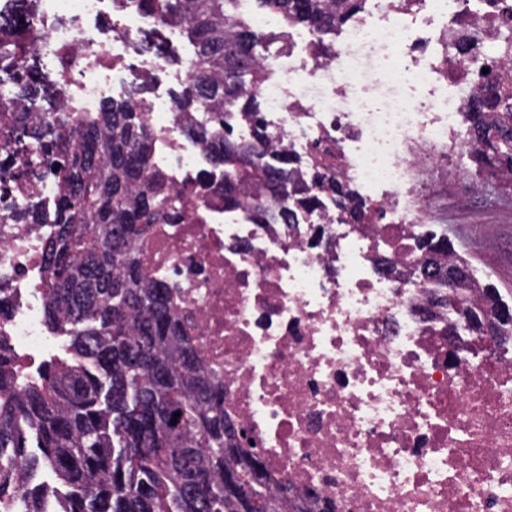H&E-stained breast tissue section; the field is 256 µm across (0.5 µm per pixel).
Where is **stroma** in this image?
I'll return each instance as SVG.
<instances>
[{"instance_id":"stroma-1","label":"stroma","mask_w":512,"mask_h":512,"mask_svg":"<svg viewBox=\"0 0 512 512\" xmlns=\"http://www.w3.org/2000/svg\"><path fill=\"white\" fill-rule=\"evenodd\" d=\"M426 181L423 236L448 235L469 270L512 305V189L485 190L483 175L465 157L428 170Z\"/></svg>"}]
</instances>
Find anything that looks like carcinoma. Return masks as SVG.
I'll return each instance as SVG.
<instances>
[{
    "label": "carcinoma",
    "instance_id": "1",
    "mask_svg": "<svg viewBox=\"0 0 512 512\" xmlns=\"http://www.w3.org/2000/svg\"><path fill=\"white\" fill-rule=\"evenodd\" d=\"M367 2L258 0L284 26L265 32L240 13V0H157L158 21L182 26L197 50L201 80L177 99L183 109L210 113L211 125L198 135L227 171L224 207L239 204L243 184L254 188L258 210L267 194L317 205L291 157L280 154L270 166L256 145L224 139V107L261 127L249 87L270 73L256 47L302 26L317 33L318 50L327 54ZM25 49L20 35L0 33L1 60ZM501 54V75L483 81L463 112L470 158L493 189L512 179L511 38ZM66 137L79 146L59 174L40 292L45 324L62 336L72 362L52 357L26 371L0 337V512H10L23 469L52 473L62 512H251L258 495L263 512H279L260 455L226 440L224 386L199 361L167 289L140 283L132 242L158 223L171 199L165 179L150 173L153 128L134 106L111 102ZM316 186L336 198L343 223H362L348 183L323 176ZM422 251L420 273L460 289L439 305L454 308L472 333L481 336L491 324L511 343L512 311L482 316L465 296L475 284L448 237L430 238Z\"/></svg>",
    "mask_w": 512,
    "mask_h": 512
}]
</instances>
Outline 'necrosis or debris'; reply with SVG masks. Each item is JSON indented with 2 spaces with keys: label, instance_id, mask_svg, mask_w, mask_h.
Segmentation results:
<instances>
[{
  "label": "necrosis or debris",
  "instance_id": "obj_1",
  "mask_svg": "<svg viewBox=\"0 0 512 512\" xmlns=\"http://www.w3.org/2000/svg\"><path fill=\"white\" fill-rule=\"evenodd\" d=\"M465 19L496 42L512 0H370L325 57L314 31L289 29L288 52L260 57L273 73L254 89L261 129L225 112L229 140L263 139L304 177L332 152L330 176L364 205V223L344 224L325 193L264 216L225 207L223 166L187 133L209 115L168 90L194 80L195 55L146 0H0V30L32 43L0 61V335L30 353L50 343L39 288L66 162L57 127L152 78L141 110L171 206L133 249L223 382L232 441L307 512H512V350L431 307L433 283L408 274L427 189L415 173L468 153L459 114L493 60L455 48Z\"/></svg>",
  "mask_w": 512,
  "mask_h": 512
}]
</instances>
